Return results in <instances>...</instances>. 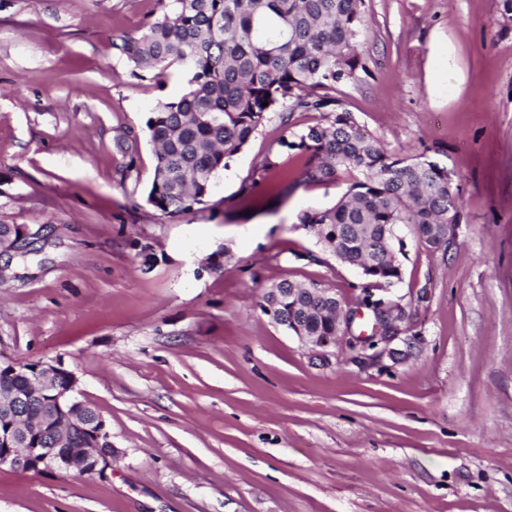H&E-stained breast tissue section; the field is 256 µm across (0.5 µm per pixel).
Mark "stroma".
Instances as JSON below:
<instances>
[{
	"label": "stroma",
	"instance_id": "1",
	"mask_svg": "<svg viewBox=\"0 0 512 512\" xmlns=\"http://www.w3.org/2000/svg\"><path fill=\"white\" fill-rule=\"evenodd\" d=\"M154 0H0V224L42 231L0 285V362L61 363L111 436L105 476L0 466V512H512V13L502 0H365L368 69L336 91L401 156L461 186L449 250L400 226L414 348L319 354L265 315L281 279L357 308L365 284L303 229L346 178L280 197L269 113L203 210L146 201V122L184 83L118 46Z\"/></svg>",
	"mask_w": 512,
	"mask_h": 512
}]
</instances>
